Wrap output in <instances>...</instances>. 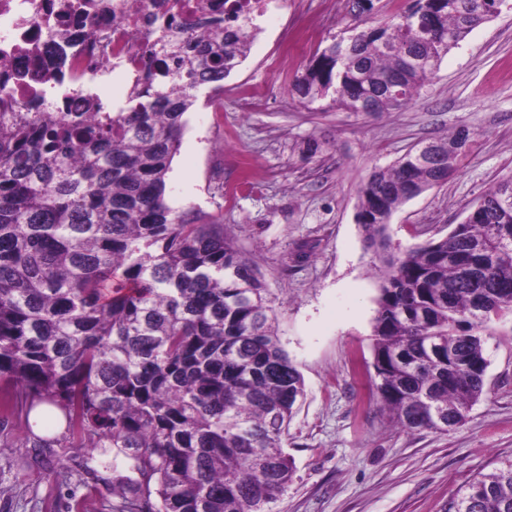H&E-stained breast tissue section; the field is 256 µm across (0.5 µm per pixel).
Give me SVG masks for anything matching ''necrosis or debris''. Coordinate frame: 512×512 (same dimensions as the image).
Instances as JSON below:
<instances>
[{"label":"necrosis or debris","mask_w":512,"mask_h":512,"mask_svg":"<svg viewBox=\"0 0 512 512\" xmlns=\"http://www.w3.org/2000/svg\"><path fill=\"white\" fill-rule=\"evenodd\" d=\"M236 6L253 19L302 0H0V85L19 111L43 102L59 112H83L102 99L110 77L134 81L159 62L157 19L170 15V37L206 32L215 13ZM39 66H31L32 52Z\"/></svg>","instance_id":"4bbe7bcc"}]
</instances>
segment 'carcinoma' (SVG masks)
<instances>
[{"instance_id": "obj_1", "label": "carcinoma", "mask_w": 512, "mask_h": 512, "mask_svg": "<svg viewBox=\"0 0 512 512\" xmlns=\"http://www.w3.org/2000/svg\"><path fill=\"white\" fill-rule=\"evenodd\" d=\"M506 0H410L317 52L290 82L302 104H410L443 57ZM260 28L238 13L204 37L159 41L121 112L0 115V377L44 434L91 448L118 512H272L288 488V424L304 380L252 261L224 225L165 200L184 115L245 61ZM466 128L422 142L360 185L356 219L378 260L370 401L396 429L446 433L485 393L488 325L512 315V209L495 184L447 236L405 250L388 227L456 170ZM435 156L418 160L421 148ZM447 512H512V460L462 486Z\"/></svg>"}]
</instances>
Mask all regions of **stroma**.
<instances>
[{"instance_id": "1", "label": "stroma", "mask_w": 512, "mask_h": 512, "mask_svg": "<svg viewBox=\"0 0 512 512\" xmlns=\"http://www.w3.org/2000/svg\"><path fill=\"white\" fill-rule=\"evenodd\" d=\"M379 20H353L346 0L268 14L220 98L200 95L185 114L166 176L173 209L223 225L253 260L305 382L285 446L296 469L273 512H445L460 486L512 458L511 316L491 325L486 393L460 427L403 432L370 402L378 285L356 222L358 190L373 170L459 126L471 139L455 174L393 215V247L414 245L417 228L447 235L512 175V9L452 49L404 109L346 112L292 100L289 80L314 49H289L285 65L274 66L284 29L313 23L323 47ZM256 84L267 104L243 111L239 96ZM25 431L23 419L0 411V512H112L111 493L86 472L90 449L33 448ZM54 464L64 477L54 476Z\"/></svg>"}]
</instances>
